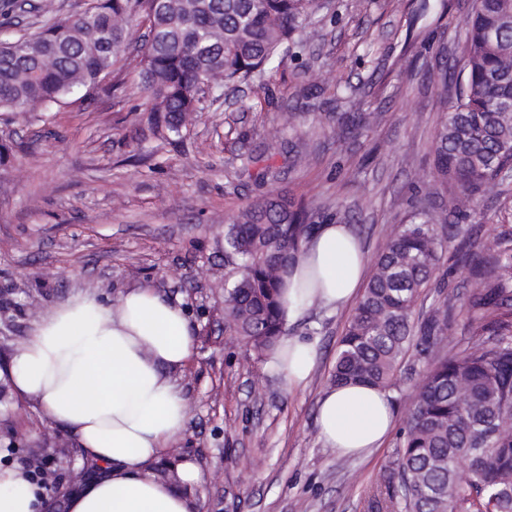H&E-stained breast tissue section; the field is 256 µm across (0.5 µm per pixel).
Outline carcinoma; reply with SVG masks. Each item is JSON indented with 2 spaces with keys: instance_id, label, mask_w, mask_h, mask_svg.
Returning <instances> with one entry per match:
<instances>
[{
  "instance_id": "1",
  "label": "carcinoma",
  "mask_w": 512,
  "mask_h": 512,
  "mask_svg": "<svg viewBox=\"0 0 512 512\" xmlns=\"http://www.w3.org/2000/svg\"><path fill=\"white\" fill-rule=\"evenodd\" d=\"M317 0H95L31 33L0 37V112L49 107L94 89L134 42L131 22H148L139 84L148 131L180 137L209 107L210 92L275 68L303 40ZM33 0H0V16L42 12ZM464 79L437 123L432 195L419 201L377 255L339 342L331 381L395 385L422 292L445 243H470L466 215L480 195L506 193L512 172V0H479L464 20ZM448 88V67H427ZM314 230L300 200L272 193L225 220L224 332L258 354L274 351L285 315L281 293L292 261ZM484 251L461 250L468 268L465 346L445 352L454 306L419 325L429 368L412 388L396 462L398 486L377 509L398 512H512V232Z\"/></svg>"
}]
</instances>
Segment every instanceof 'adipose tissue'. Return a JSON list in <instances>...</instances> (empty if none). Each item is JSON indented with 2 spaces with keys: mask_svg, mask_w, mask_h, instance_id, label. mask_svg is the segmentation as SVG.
I'll list each match as a JSON object with an SVG mask.
<instances>
[{
  "mask_svg": "<svg viewBox=\"0 0 512 512\" xmlns=\"http://www.w3.org/2000/svg\"><path fill=\"white\" fill-rule=\"evenodd\" d=\"M366 258L352 228L322 225L304 243L282 297L293 321L311 307L340 308L356 296ZM195 340L180 304L149 287L116 302L81 291L35 321L7 371L12 392L32 400L52 425L74 434L98 470L65 496L68 512H196L188 492L197 465L178 463L177 481L153 470L183 436L188 402L175 373ZM290 386L302 385L316 360L312 343L286 339L277 354ZM317 428L338 457L380 447L394 427L387 392L330 387L319 399ZM53 494L30 470L0 464V512H48Z\"/></svg>",
  "mask_w": 512,
  "mask_h": 512,
  "instance_id": "1",
  "label": "adipose tissue"
}]
</instances>
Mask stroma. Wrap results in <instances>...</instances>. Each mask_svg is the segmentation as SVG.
I'll return each mask as SVG.
<instances>
[{
    "label": "stroma",
    "instance_id": "1",
    "mask_svg": "<svg viewBox=\"0 0 512 512\" xmlns=\"http://www.w3.org/2000/svg\"><path fill=\"white\" fill-rule=\"evenodd\" d=\"M472 0H321L317 26L296 57L263 84L245 86L198 114L179 142L137 139L138 57L129 54L117 96L71 95L43 112L0 114V140L14 156L0 165V371L32 324L78 290L119 298L150 285L181 301L195 352L177 376L189 402L173 462L196 463L199 512H375L386 494L401 431L367 457L340 459L318 434V401L330 386L336 344L355 308L315 307L287 323L285 337L316 345V366L289 387L273 355L224 333V218L253 200L246 158L272 142L268 190L349 218L375 257L414 201L432 188L431 141L441 88L426 63L438 44L449 63ZM362 114L360 133L336 136L337 118ZM480 249L512 228V197L476 199L468 219ZM447 244L426 305L453 299L456 342L469 337L468 271ZM425 369L409 347L390 388L397 420ZM48 454L46 483L74 482L84 463L76 437L29 401L0 399V459L26 465Z\"/></svg>",
    "mask_w": 512,
    "mask_h": 512
}]
</instances>
